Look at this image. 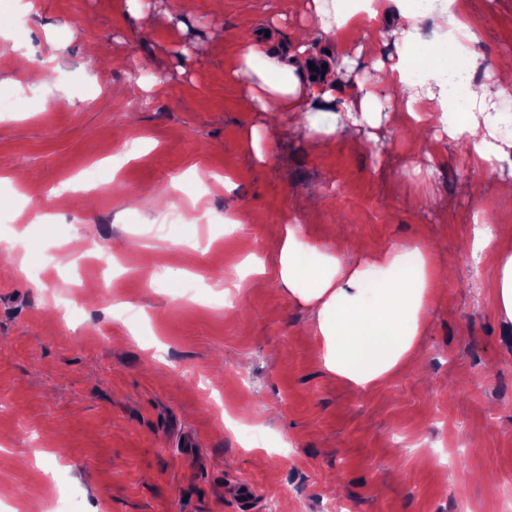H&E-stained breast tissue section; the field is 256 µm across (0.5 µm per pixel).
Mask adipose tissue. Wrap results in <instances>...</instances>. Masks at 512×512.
<instances>
[{
  "label": "adipose tissue",
  "mask_w": 512,
  "mask_h": 512,
  "mask_svg": "<svg viewBox=\"0 0 512 512\" xmlns=\"http://www.w3.org/2000/svg\"><path fill=\"white\" fill-rule=\"evenodd\" d=\"M314 2L307 31L291 47L262 48L258 33L239 40L236 75L247 79L258 111L289 113L302 129L325 140L339 132L359 135L364 126L383 120L412 119L426 127L438 122L450 141L463 142L472 166L500 179L503 191L512 194V176H503L504 170L512 172V61L499 63L494 82L477 79L484 57L477 34L458 14L457 0L395 14L379 0L370 15L387 18L380 35L403 52L392 64H376L375 76L356 84L334 79L335 62L312 69V34L335 35L349 18L345 0ZM434 18L448 25L452 40L451 46H437L436 54L456 47L465 64L458 83L433 71L415 80L407 75L409 52ZM384 102L390 105L385 113L379 110ZM326 114L331 117L327 123L322 120ZM473 247L494 258L492 306L511 325L512 224L475 228ZM276 276L291 301L310 309L311 331L327 372L361 388L393 375L413 357L441 280L428 245L388 246L347 260L304 241L296 224L282 228Z\"/></svg>",
  "instance_id": "obj_1"
}]
</instances>
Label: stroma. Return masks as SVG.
Returning <instances> with one entry per match:
<instances>
[{
	"instance_id": "obj_1",
	"label": "stroma",
	"mask_w": 512,
	"mask_h": 512,
	"mask_svg": "<svg viewBox=\"0 0 512 512\" xmlns=\"http://www.w3.org/2000/svg\"><path fill=\"white\" fill-rule=\"evenodd\" d=\"M0 41V235L27 251L0 258V495L12 512L72 493V512H322L340 484L351 512H512V328L488 299L490 258L466 244L512 198L460 143L408 151L413 128L368 139L318 135L285 112H257L234 78L238 36L308 24L313 0H36ZM480 30L478 77L512 55V0H462ZM63 44L47 87L23 88L10 52ZM369 17L313 40L316 57L352 59L341 81L392 62L371 55ZM153 83L151 95L142 84ZM266 136L258 160L244 146ZM230 178L233 189L222 180ZM170 207L204 214L152 234ZM51 207L46 223L31 210ZM261 212L260 224L245 223ZM352 260L427 243L454 274L428 312L417 361L368 390L322 367L309 310L275 276L282 224ZM85 252L70 241L86 228ZM263 262L261 279L226 290L229 268ZM77 287L67 315L50 305ZM142 316L137 334L111 302ZM238 414L261 442L228 436ZM246 483L252 504L235 494Z\"/></svg>"
}]
</instances>
